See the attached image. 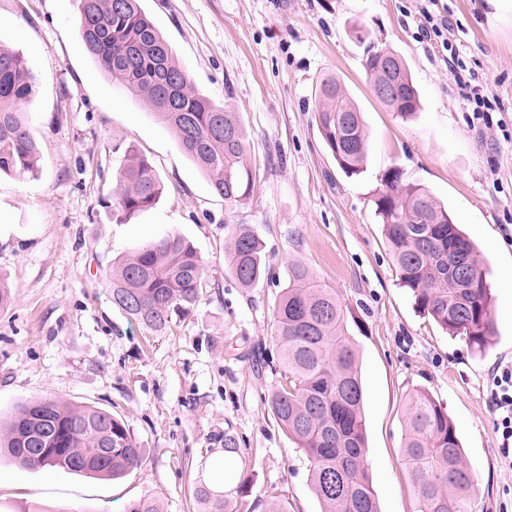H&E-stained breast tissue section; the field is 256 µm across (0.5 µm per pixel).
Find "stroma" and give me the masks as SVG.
I'll use <instances>...</instances> for the list:
<instances>
[{"mask_svg": "<svg viewBox=\"0 0 512 512\" xmlns=\"http://www.w3.org/2000/svg\"><path fill=\"white\" fill-rule=\"evenodd\" d=\"M205 95L237 113L252 184L223 198L149 110L104 74L78 35L79 0H0V41L39 76L28 107L35 172L0 175V417L36 399L122 419L145 450L117 480L0 459V512H123L157 498L163 512H202L201 469L238 439L252 490L240 512H321L310 463L265 400L279 379L273 309L289 262L335 288L364 326L355 340L366 457L379 512H418L402 463L408 399L446 406L475 475L472 512H512V462L495 434L488 378L512 362V7L437 0L464 66L455 77L427 37L421 0H139ZM406 62L421 108L405 119L375 97L369 47ZM339 78L369 135L363 173L340 169L316 121L318 81ZM147 157L163 193L124 218L112 210L120 151ZM428 189L477 244L488 270L494 334L482 350L420 313L399 281L374 201L390 169ZM258 234L267 269L242 287L224 265L232 225ZM177 235L205 266L187 318L161 332L109 295L112 262Z\"/></svg>", "mask_w": 512, "mask_h": 512, "instance_id": "stroma-1", "label": "stroma"}]
</instances>
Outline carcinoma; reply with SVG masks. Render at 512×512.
Returning <instances> with one entry per match:
<instances>
[{
  "mask_svg": "<svg viewBox=\"0 0 512 512\" xmlns=\"http://www.w3.org/2000/svg\"><path fill=\"white\" fill-rule=\"evenodd\" d=\"M80 40L99 68L151 111L172 132L183 153L214 193L233 207L251 186L245 133L238 115L202 93L176 60L173 47L138 0H80ZM364 69L378 100L408 117L419 95L403 59L391 51L368 52ZM38 76L18 51L0 41V173L31 171L39 145L24 107L37 93ZM317 123L339 167L359 174L368 134L361 110L339 79L321 81ZM391 170L375 200L402 286L419 311L445 331L478 349L493 328L483 259L428 190L400 186ZM163 185L149 161L127 152L115 175L113 206L125 215L156 205ZM224 263L244 288L266 272L263 245L247 224L232 226ZM205 273L197 250L165 235L112 264V304L135 321L163 331L172 316H188ZM350 311L302 262L288 265V282L273 311L280 380L267 403L277 424L310 462L311 488L322 512H378L366 462V423L359 355ZM28 469L63 468L102 479H119L141 466L144 454L126 424L96 408L39 400L15 407L0 424V454ZM403 464L419 500V512H472L474 475L447 410L418 392L406 408ZM229 481L237 485L224 490ZM248 490L235 480L234 460L199 475L195 491L205 512H235ZM124 512H160L153 498L130 502Z\"/></svg>",
  "mask_w": 512,
  "mask_h": 512,
  "instance_id": "obj_1",
  "label": "carcinoma"
}]
</instances>
